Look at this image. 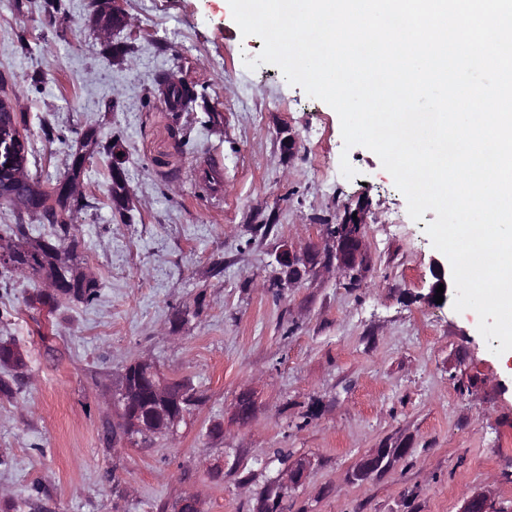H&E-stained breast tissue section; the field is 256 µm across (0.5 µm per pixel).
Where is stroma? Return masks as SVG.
<instances>
[{"label":"stroma","mask_w":512,"mask_h":512,"mask_svg":"<svg viewBox=\"0 0 512 512\" xmlns=\"http://www.w3.org/2000/svg\"><path fill=\"white\" fill-rule=\"evenodd\" d=\"M42 4L0 0V96L20 101L30 173L62 179L69 142L91 125L122 138L136 207L129 221L115 216L107 163L92 158V205L73 232L99 281L94 303L33 309L26 299L43 281L0 274V338L29 360L15 397L0 399V499L20 512H157L199 491L204 512H255L283 469L271 452L285 448L310 462L285 512H459L481 492L512 510V376L475 312L424 299L435 213L410 218L379 157L345 148L328 104L276 66L247 68L263 42L242 35L227 0H124L136 26L119 35L133 51L123 64L104 61L90 0H66L57 26ZM45 72L48 82L30 85ZM164 73L195 88L192 109L169 110ZM286 129L298 138L291 155ZM344 157L354 178L341 173ZM213 163L219 196L195 184ZM360 199L371 210L358 284L320 271L278 287L279 245L322 241ZM193 304L179 340L163 334ZM137 358L203 396L149 448L113 440L104 406ZM246 389L254 411L244 424L235 402ZM216 422L223 437L208 434ZM381 446L407 453L351 480Z\"/></svg>","instance_id":"35a3bbf8"}]
</instances>
